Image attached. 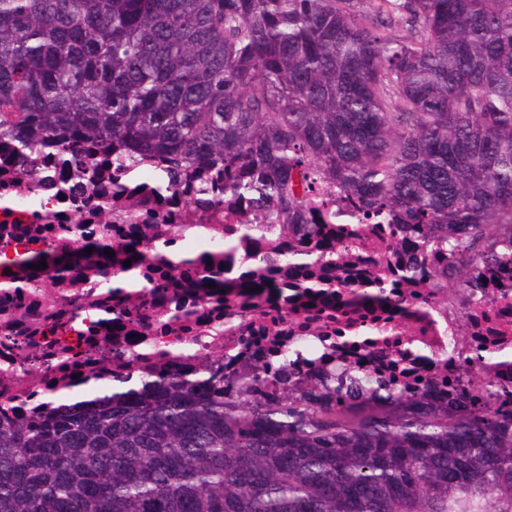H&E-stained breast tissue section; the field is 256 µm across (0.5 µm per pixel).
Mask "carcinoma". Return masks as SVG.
<instances>
[{"label": "carcinoma", "mask_w": 512, "mask_h": 512, "mask_svg": "<svg viewBox=\"0 0 512 512\" xmlns=\"http://www.w3.org/2000/svg\"><path fill=\"white\" fill-rule=\"evenodd\" d=\"M2 140L162 158L169 179L204 165L276 224L335 188L477 288L486 265L512 272V0H0ZM143 384L0 424V512H512V411L488 389L396 415L248 379Z\"/></svg>", "instance_id": "carcinoma-1"}]
</instances>
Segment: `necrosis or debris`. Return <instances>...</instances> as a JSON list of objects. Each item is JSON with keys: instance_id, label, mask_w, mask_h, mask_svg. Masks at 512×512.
Returning a JSON list of instances; mask_svg holds the SVG:
<instances>
[{"instance_id": "obj_1", "label": "necrosis or debris", "mask_w": 512, "mask_h": 512, "mask_svg": "<svg viewBox=\"0 0 512 512\" xmlns=\"http://www.w3.org/2000/svg\"><path fill=\"white\" fill-rule=\"evenodd\" d=\"M86 152L85 170L56 141L23 159L0 143V423L50 416L89 377L123 387L158 373L256 375L271 397L330 393L365 376L373 396L341 407L392 412L429 393L443 409L473 406L488 382L494 408L512 409V273L484 267L476 304L439 285L444 256L415 248L406 225L347 193H328L309 227H289L225 192L205 167L160 193L158 164L120 169ZM204 181L211 193L199 192ZM204 244L207 283L194 266L148 260ZM114 246L126 250L136 287L109 289L125 270L117 264L52 263ZM24 254L47 267L18 273Z\"/></svg>"}]
</instances>
